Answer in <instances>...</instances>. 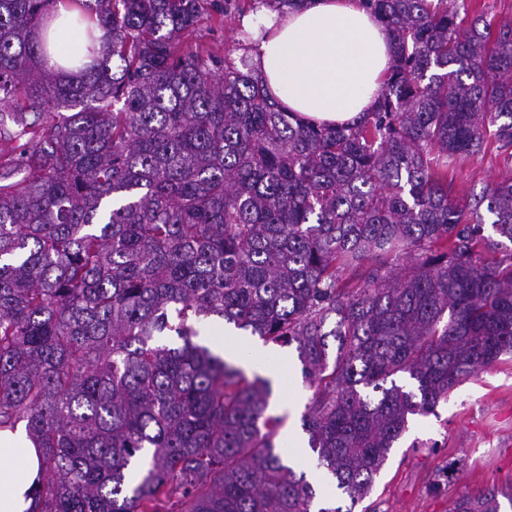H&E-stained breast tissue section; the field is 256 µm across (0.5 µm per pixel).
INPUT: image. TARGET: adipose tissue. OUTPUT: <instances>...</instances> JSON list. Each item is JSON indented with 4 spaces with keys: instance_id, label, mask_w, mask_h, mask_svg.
Returning <instances> with one entry per match:
<instances>
[{
    "instance_id": "adipose-tissue-1",
    "label": "adipose tissue",
    "mask_w": 512,
    "mask_h": 512,
    "mask_svg": "<svg viewBox=\"0 0 512 512\" xmlns=\"http://www.w3.org/2000/svg\"><path fill=\"white\" fill-rule=\"evenodd\" d=\"M249 65L286 110L321 125H347L372 111L394 64L393 43L359 0H309L245 23ZM40 458L23 428L0 431V512H28Z\"/></svg>"
}]
</instances>
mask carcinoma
<instances>
[{"label":"carcinoma","instance_id":"carcinoma-1","mask_svg":"<svg viewBox=\"0 0 512 512\" xmlns=\"http://www.w3.org/2000/svg\"><path fill=\"white\" fill-rule=\"evenodd\" d=\"M45 2L0 0V430L42 449L32 512H353L408 416L512 354V174L452 193L487 139L512 149V21L362 0L395 64L327 126L186 45L210 0H71L88 54L57 59ZM211 317L295 346L348 509L283 462L270 381L195 341Z\"/></svg>","mask_w":512,"mask_h":512}]
</instances>
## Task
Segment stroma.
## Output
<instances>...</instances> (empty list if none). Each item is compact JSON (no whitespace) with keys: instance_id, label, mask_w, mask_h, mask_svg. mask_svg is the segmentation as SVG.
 <instances>
[{"instance_id":"35a3bbf8","label":"stroma","mask_w":512,"mask_h":512,"mask_svg":"<svg viewBox=\"0 0 512 512\" xmlns=\"http://www.w3.org/2000/svg\"><path fill=\"white\" fill-rule=\"evenodd\" d=\"M244 25L224 23L208 12L186 43L221 56L243 39ZM512 172V155L487 141L478 154L460 165L454 193H477ZM282 378L274 382L268 413L280 420L279 431L297 433L298 447L283 448L297 458L306 474H314L302 416L313 389L305 380L294 347H281ZM498 487L512 489V355L467 378L436 412L415 416L395 443L364 504L370 512H451L456 500Z\"/></svg>"}]
</instances>
